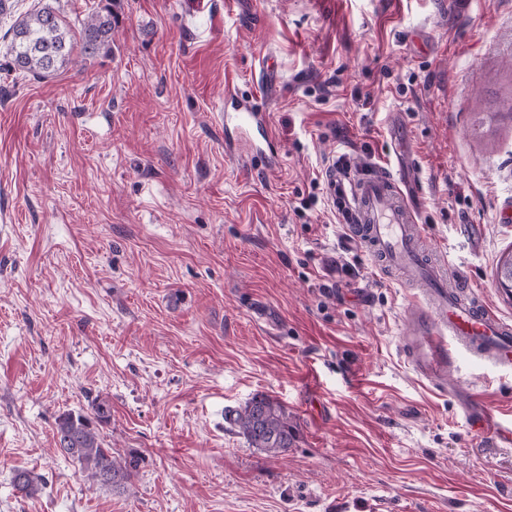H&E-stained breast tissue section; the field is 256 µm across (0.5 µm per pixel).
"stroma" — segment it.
I'll list each match as a JSON object with an SVG mask.
<instances>
[{
	"label": "stroma",
	"instance_id": "1",
	"mask_svg": "<svg viewBox=\"0 0 512 512\" xmlns=\"http://www.w3.org/2000/svg\"><path fill=\"white\" fill-rule=\"evenodd\" d=\"M112 0L109 53L7 73L0 41V512H512V371L401 351L411 289L344 248L323 175L386 163L429 249L512 321V0ZM270 114L278 167H241L226 87ZM257 395L278 457L224 420ZM145 462L89 487L67 410ZM42 481L16 494L15 470ZM224 419L249 446L271 457L288 451L295 441L288 415L276 401L266 396L253 397L243 406L228 410Z\"/></svg>",
	"mask_w": 512,
	"mask_h": 512
}]
</instances>
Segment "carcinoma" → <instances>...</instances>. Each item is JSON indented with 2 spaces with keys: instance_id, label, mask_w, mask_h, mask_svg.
<instances>
[{
  "instance_id": "carcinoma-1",
  "label": "carcinoma",
  "mask_w": 512,
  "mask_h": 512,
  "mask_svg": "<svg viewBox=\"0 0 512 512\" xmlns=\"http://www.w3.org/2000/svg\"><path fill=\"white\" fill-rule=\"evenodd\" d=\"M113 25L112 8L105 6L91 13L76 32L51 0H41L17 17L3 36L7 40L10 68L25 77H52L78 57H94L108 50ZM497 281L503 291L512 292V255L501 261ZM111 418L109 401L97 399L88 413L73 410L60 413L53 434L55 446L79 464L88 480L119 491L126 489L140 471L144 458L136 449L118 453L106 442L101 429ZM225 420L249 446L271 457L288 451L295 441L288 415L266 396L253 397L243 406L228 411ZM12 483L25 498H36L43 489L38 478L25 469L14 472Z\"/></svg>"
}]
</instances>
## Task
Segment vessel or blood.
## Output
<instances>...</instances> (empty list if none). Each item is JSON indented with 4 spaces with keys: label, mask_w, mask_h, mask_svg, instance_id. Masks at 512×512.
<instances>
[{
    "label": "vessel or blood",
    "mask_w": 512,
    "mask_h": 512,
    "mask_svg": "<svg viewBox=\"0 0 512 512\" xmlns=\"http://www.w3.org/2000/svg\"><path fill=\"white\" fill-rule=\"evenodd\" d=\"M216 118L224 126L226 149L244 142L252 158L272 164L271 122L256 97L227 89ZM325 183L347 241L368 252L382 274L414 290L402 343L415 370L444 384L456 355L465 352L511 371L512 323L469 288L465 277L449 275L445 255L426 251L425 227L392 170L374 162L361 168L344 163L328 169Z\"/></svg>",
    "instance_id": "obj_1"
}]
</instances>
